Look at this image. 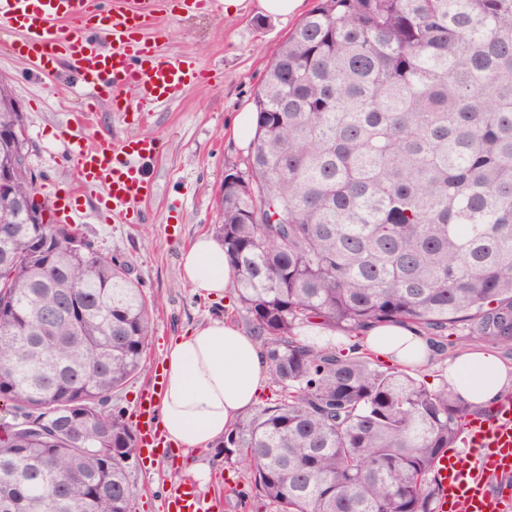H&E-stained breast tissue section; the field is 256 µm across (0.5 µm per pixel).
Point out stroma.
Listing matches in <instances>:
<instances>
[{"label": "stroma", "mask_w": 512, "mask_h": 512, "mask_svg": "<svg viewBox=\"0 0 512 512\" xmlns=\"http://www.w3.org/2000/svg\"><path fill=\"white\" fill-rule=\"evenodd\" d=\"M314 5L315 0H303L300 12L274 18L260 14L255 0H240L231 14L220 10L163 17L150 38L164 53L194 58L205 78L141 118L113 111L102 99L89 102L69 64H60L50 76L35 71L12 55L10 36L0 35V75L10 78L25 114L29 163L58 192L69 190L74 182L59 128L85 103L93 105L88 137L152 135L161 143L158 159L146 167L155 192L128 215L113 221L104 218L92 192L75 199L79 231L94 238L104 251L127 260L133 279L154 303L141 372L112 397L127 421H134L137 400L152 368L163 363L173 339L211 319L243 321L234 293L213 298L184 283L181 255L199 236L214 235L216 225L222 223L224 177L232 170H244L248 157L232 135L234 119L238 113L253 111L268 60ZM200 458L211 466V479L200 490L212 501L213 512H254L243 500L251 487L249 471L215 446L201 452ZM189 467L187 456L179 453L158 458L148 468L134 462L132 512H163L166 491L187 479Z\"/></svg>", "instance_id": "obj_1"}]
</instances>
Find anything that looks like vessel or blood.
Here are the masks:
<instances>
[{
  "instance_id": "vessel-or-blood-1",
  "label": "vessel or blood",
  "mask_w": 512,
  "mask_h": 512,
  "mask_svg": "<svg viewBox=\"0 0 512 512\" xmlns=\"http://www.w3.org/2000/svg\"><path fill=\"white\" fill-rule=\"evenodd\" d=\"M156 0H114L101 11L95 0H0V34L13 37L14 56L44 73L67 60L81 85L112 102L114 111L153 112L178 98L204 74L186 55L162 54L144 31L156 25ZM85 122L60 130L74 166L73 194L101 189V212L121 215L148 199L153 186L144 165L159 154L156 138L88 140ZM164 383L153 370L135 415L142 459L162 455L167 443L155 416V395ZM468 454H448L436 468V512H512V489L492 490L489 476L512 474V396L464 428ZM166 512H211L210 503L190 480L169 488Z\"/></svg>"
}]
</instances>
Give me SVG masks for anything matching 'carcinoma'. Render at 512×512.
I'll list each match as a JSON object with an SVG mask.
<instances>
[{"mask_svg":"<svg viewBox=\"0 0 512 512\" xmlns=\"http://www.w3.org/2000/svg\"><path fill=\"white\" fill-rule=\"evenodd\" d=\"M217 236L276 398L217 447L267 512H435L471 405L370 353L309 343L407 323L512 346V0H317L267 66ZM0 195V498L131 512L137 437L112 393L151 331L128 263L35 197L26 135Z\"/></svg>","mask_w":512,"mask_h":512,"instance_id":"cac0c4a2","label":"carcinoma"}]
</instances>
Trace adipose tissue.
<instances>
[{"mask_svg": "<svg viewBox=\"0 0 512 512\" xmlns=\"http://www.w3.org/2000/svg\"><path fill=\"white\" fill-rule=\"evenodd\" d=\"M186 283L210 296L235 287L237 274L223 246L198 237L182 255ZM365 348L412 368L438 366L449 386L475 407H492L512 389V364L487 348H466L438 360L427 339L404 324L367 329ZM165 382L157 414L168 441L182 453H198L223 439L259 402L268 384L260 340L232 322L212 320L175 338L164 359Z\"/></svg>", "mask_w": 512, "mask_h": 512, "instance_id": "ef3b65f1", "label": "adipose tissue"}]
</instances>
